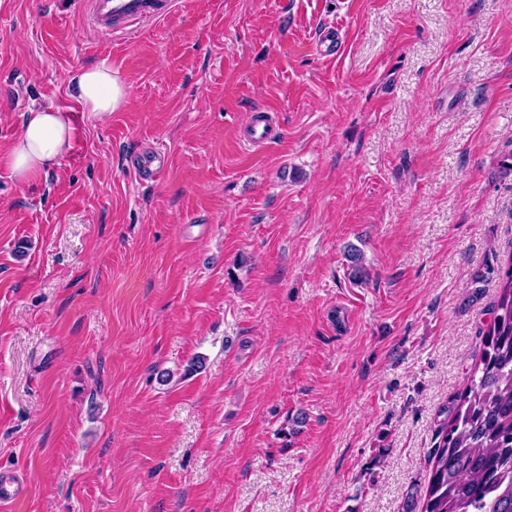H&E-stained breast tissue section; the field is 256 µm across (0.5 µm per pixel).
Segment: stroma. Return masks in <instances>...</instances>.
I'll list each match as a JSON object with an SVG mask.
<instances>
[{
	"instance_id": "1",
	"label": "stroma",
	"mask_w": 512,
	"mask_h": 512,
	"mask_svg": "<svg viewBox=\"0 0 512 512\" xmlns=\"http://www.w3.org/2000/svg\"><path fill=\"white\" fill-rule=\"evenodd\" d=\"M104 59L101 120L65 76ZM47 104L70 154L0 162V512H402L512 256V0H177L129 36L0 0V153ZM67 85L81 107L100 119L128 103L127 84L108 60L70 72ZM168 166V156L162 151H150L142 154L134 164L141 180L159 179Z\"/></svg>"
}]
</instances>
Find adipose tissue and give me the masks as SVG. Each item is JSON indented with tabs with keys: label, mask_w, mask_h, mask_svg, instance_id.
I'll use <instances>...</instances> for the list:
<instances>
[{
	"label": "adipose tissue",
	"mask_w": 512,
	"mask_h": 512,
	"mask_svg": "<svg viewBox=\"0 0 512 512\" xmlns=\"http://www.w3.org/2000/svg\"><path fill=\"white\" fill-rule=\"evenodd\" d=\"M67 85L81 107L101 119L128 103L127 84L107 60L70 72ZM76 135L69 113L51 105L32 110L25 115L4 162L20 183H35L69 155Z\"/></svg>",
	"instance_id": "adipose-tissue-1"
}]
</instances>
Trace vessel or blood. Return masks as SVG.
<instances>
[{"instance_id":"vessel-or-blood-1","label":"vessel or blood","mask_w":512,"mask_h":512,"mask_svg":"<svg viewBox=\"0 0 512 512\" xmlns=\"http://www.w3.org/2000/svg\"><path fill=\"white\" fill-rule=\"evenodd\" d=\"M175 7V0H91L92 20L106 33H126L137 23L166 17ZM168 166L165 152L142 154L134 168L140 179L160 178Z\"/></svg>"}]
</instances>
